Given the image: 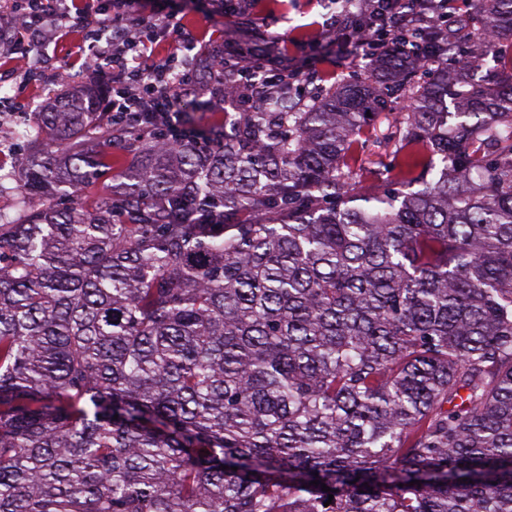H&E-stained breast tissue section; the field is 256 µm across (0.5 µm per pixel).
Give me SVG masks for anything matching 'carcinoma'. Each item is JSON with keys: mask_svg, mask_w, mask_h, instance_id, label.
Instances as JSON below:
<instances>
[{"mask_svg": "<svg viewBox=\"0 0 512 512\" xmlns=\"http://www.w3.org/2000/svg\"><path fill=\"white\" fill-rule=\"evenodd\" d=\"M471 2L461 53L499 64L480 80L441 49L381 55L172 142L93 90L28 113L41 147L0 218V512H512V0ZM398 93L401 160L361 194ZM117 151L93 210L29 205Z\"/></svg>", "mask_w": 512, "mask_h": 512, "instance_id": "carcinoma-1", "label": "carcinoma"}]
</instances>
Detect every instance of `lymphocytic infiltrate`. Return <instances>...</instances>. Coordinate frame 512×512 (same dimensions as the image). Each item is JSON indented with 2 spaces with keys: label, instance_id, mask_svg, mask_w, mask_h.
I'll return each instance as SVG.
<instances>
[{
  "label": "lymphocytic infiltrate",
  "instance_id": "obj_1",
  "mask_svg": "<svg viewBox=\"0 0 512 512\" xmlns=\"http://www.w3.org/2000/svg\"><path fill=\"white\" fill-rule=\"evenodd\" d=\"M199 0H5L0 7V56L28 55L29 72L40 66L39 49L72 29L87 31L90 52L81 65H67V84L96 83L106 68L126 66L113 75L101 111L129 128L144 125L179 130L184 126L178 105L196 92L195 77L178 51L194 47L197 36L185 18ZM443 0H357L343 5L327 20L331 43L366 49L368 57L393 49L406 53L420 32L438 26ZM171 51L164 58L149 54L157 42ZM240 72H260L248 83L251 103H270L282 92L283 71L261 59L239 57Z\"/></svg>",
  "mask_w": 512,
  "mask_h": 512
}]
</instances>
